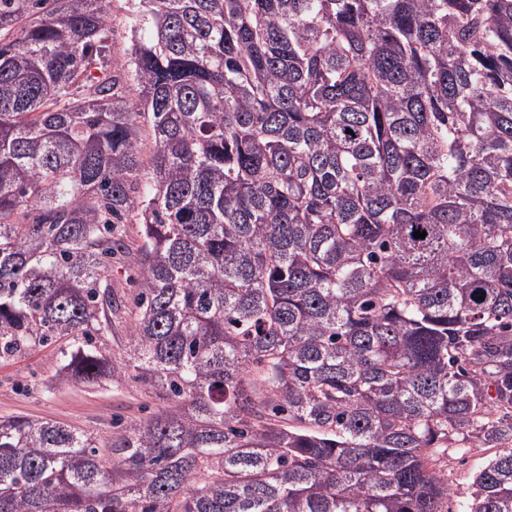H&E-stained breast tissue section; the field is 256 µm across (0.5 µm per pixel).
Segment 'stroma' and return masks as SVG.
<instances>
[{
  "label": "stroma",
  "mask_w": 512,
  "mask_h": 512,
  "mask_svg": "<svg viewBox=\"0 0 512 512\" xmlns=\"http://www.w3.org/2000/svg\"><path fill=\"white\" fill-rule=\"evenodd\" d=\"M133 267L119 259L112 262V285L124 296L122 310L112 317V330L99 339V349L113 362L126 359L132 349L137 319ZM60 354L55 347L39 348L0 361V417L25 416L35 421L70 424L107 446L117 424L137 423L168 409L169 399L140 382L105 379L95 385L61 379ZM488 456L484 449L452 450L443 469L452 500H460Z\"/></svg>",
  "instance_id": "stroma-1"
}]
</instances>
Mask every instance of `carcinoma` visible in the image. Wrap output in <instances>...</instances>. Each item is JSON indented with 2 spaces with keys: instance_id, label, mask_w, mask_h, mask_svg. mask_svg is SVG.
<instances>
[{
  "instance_id": "obj_1",
  "label": "carcinoma",
  "mask_w": 512,
  "mask_h": 512,
  "mask_svg": "<svg viewBox=\"0 0 512 512\" xmlns=\"http://www.w3.org/2000/svg\"><path fill=\"white\" fill-rule=\"evenodd\" d=\"M113 2L0 0V360L172 405L0 418V512H512V0ZM125 1L115 0L113 15L111 18L112 29H113V52L114 58L119 61L125 59V49L129 45V28L127 23V5ZM131 257L126 261L112 259V287L122 295L124 304L122 310L112 315V331L105 336H100L99 349L103 355L112 359L114 363H120L128 358L132 350V330L137 319V309L134 303L135 288H133L134 270ZM484 449H453L449 451L452 458L448 463H442L441 469L444 476L448 477V492L451 495L448 505L453 510H456L457 501L467 491L473 476L483 466L487 456L493 452Z\"/></svg>"
}]
</instances>
